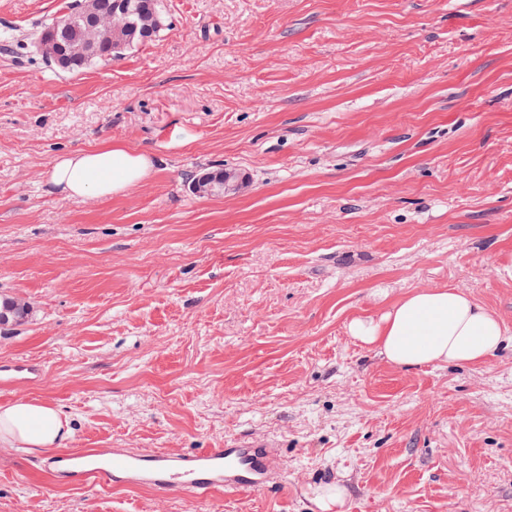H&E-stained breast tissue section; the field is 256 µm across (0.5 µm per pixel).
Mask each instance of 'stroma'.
<instances>
[{"mask_svg": "<svg viewBox=\"0 0 512 512\" xmlns=\"http://www.w3.org/2000/svg\"><path fill=\"white\" fill-rule=\"evenodd\" d=\"M66 0H0V389L69 449L274 441L280 487L73 486L0 447V512H512V344L404 369L348 333L410 291L512 331V0H164L169 27L69 75L32 46ZM154 154L119 197L54 194V157ZM247 177L202 197V170Z\"/></svg>", "mask_w": 512, "mask_h": 512, "instance_id": "obj_1", "label": "stroma"}]
</instances>
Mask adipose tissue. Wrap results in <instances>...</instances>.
Here are the masks:
<instances>
[{
	"label": "adipose tissue",
	"mask_w": 512,
	"mask_h": 512,
	"mask_svg": "<svg viewBox=\"0 0 512 512\" xmlns=\"http://www.w3.org/2000/svg\"><path fill=\"white\" fill-rule=\"evenodd\" d=\"M154 171L151 156L103 141L57 157L50 183L64 198L84 202L125 194ZM348 332L399 367L481 364L508 334L498 316L446 286L414 289L380 318L351 320ZM72 434L68 419L54 407L24 396L0 405V446L49 451L66 447Z\"/></svg>",
	"instance_id": "obj_1"
}]
</instances>
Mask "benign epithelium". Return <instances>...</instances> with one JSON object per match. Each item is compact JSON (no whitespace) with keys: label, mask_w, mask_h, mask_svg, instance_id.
I'll use <instances>...</instances> for the list:
<instances>
[{"label":"benign epithelium","mask_w":512,"mask_h":512,"mask_svg":"<svg viewBox=\"0 0 512 512\" xmlns=\"http://www.w3.org/2000/svg\"><path fill=\"white\" fill-rule=\"evenodd\" d=\"M162 26L158 15L138 14L131 0H113L110 8L102 0H79L78 20L44 31L36 41L42 59L58 69H66L75 57L109 56L101 54L104 47H121L138 37L147 40ZM243 183L237 172L220 176L205 174L194 180L193 191L200 196H223L235 193Z\"/></svg>","instance_id":"1"}]
</instances>
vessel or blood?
<instances>
[{"mask_svg":"<svg viewBox=\"0 0 512 512\" xmlns=\"http://www.w3.org/2000/svg\"><path fill=\"white\" fill-rule=\"evenodd\" d=\"M45 470L57 481L94 479L113 486L181 488L205 496L274 487L281 463L273 441L244 438L225 448L170 453L134 448H86L50 456Z\"/></svg>","mask_w":512,"mask_h":512,"instance_id":"b4317fda","label":"vessel or blood"}]
</instances>
